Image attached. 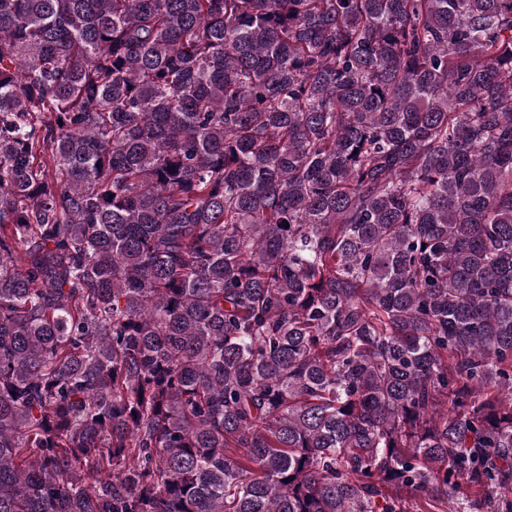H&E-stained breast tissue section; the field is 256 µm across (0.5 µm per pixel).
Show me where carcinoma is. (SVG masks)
Returning a JSON list of instances; mask_svg holds the SVG:
<instances>
[{"label": "carcinoma", "instance_id": "carcinoma-1", "mask_svg": "<svg viewBox=\"0 0 512 512\" xmlns=\"http://www.w3.org/2000/svg\"><path fill=\"white\" fill-rule=\"evenodd\" d=\"M512 512V0H0V512Z\"/></svg>", "mask_w": 512, "mask_h": 512}]
</instances>
